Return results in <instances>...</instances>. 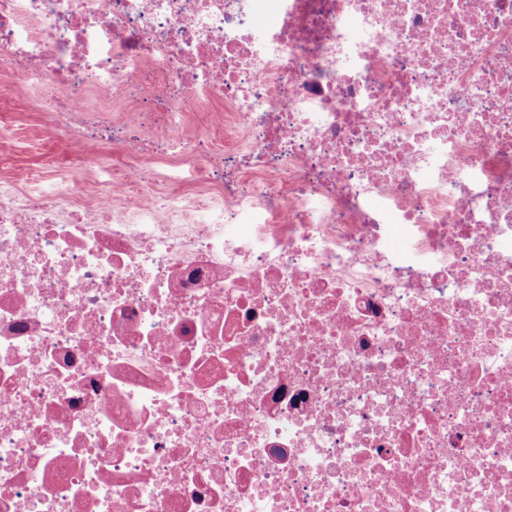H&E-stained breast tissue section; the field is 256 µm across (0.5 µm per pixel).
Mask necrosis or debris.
Segmentation results:
<instances>
[{
    "label": "necrosis or debris",
    "instance_id": "1",
    "mask_svg": "<svg viewBox=\"0 0 512 512\" xmlns=\"http://www.w3.org/2000/svg\"><path fill=\"white\" fill-rule=\"evenodd\" d=\"M1 54L83 162L242 146L196 224L0 192V512H512V0H0ZM199 112L202 113L198 129L189 134L190 139L203 140L204 145L225 146L224 137V105L214 102L203 104Z\"/></svg>",
    "mask_w": 512,
    "mask_h": 512
}]
</instances>
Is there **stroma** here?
Instances as JSON below:
<instances>
[{"label": "stroma", "instance_id": "obj_1", "mask_svg": "<svg viewBox=\"0 0 512 512\" xmlns=\"http://www.w3.org/2000/svg\"><path fill=\"white\" fill-rule=\"evenodd\" d=\"M16 81L9 66L0 63V189L50 193L65 184L106 186L113 166L124 159L121 147L89 144L99 162L94 168H83L67 153L62 128L47 114L45 103L54 94L53 84L44 78L30 79L29 90L21 97L14 91ZM136 164L144 172L150 192H177L191 200L206 191L197 182L196 157L155 154L138 157ZM206 192L217 198L223 195L217 187Z\"/></svg>", "mask_w": 512, "mask_h": 512}]
</instances>
